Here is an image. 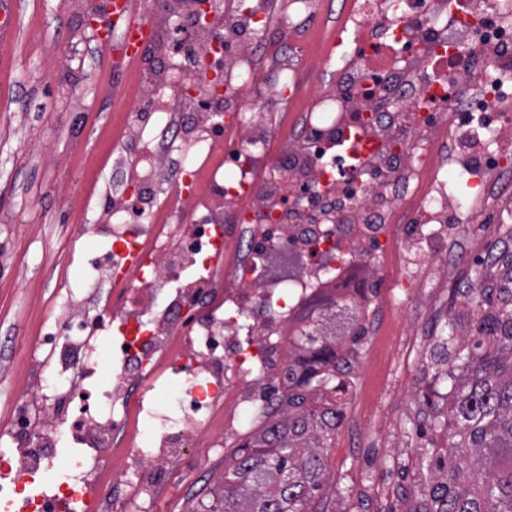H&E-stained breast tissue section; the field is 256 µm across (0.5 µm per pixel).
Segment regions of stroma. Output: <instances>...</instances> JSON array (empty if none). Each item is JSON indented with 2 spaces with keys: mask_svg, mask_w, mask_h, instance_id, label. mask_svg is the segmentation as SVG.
I'll return each mask as SVG.
<instances>
[{
  "mask_svg": "<svg viewBox=\"0 0 512 512\" xmlns=\"http://www.w3.org/2000/svg\"><path fill=\"white\" fill-rule=\"evenodd\" d=\"M96 0H15L19 28L0 42V430L19 399L46 407L24 382L33 336L61 307L65 282L79 268L106 198L120 195L133 155L116 137L138 91V70L112 66L109 44L82 27ZM512 261L475 266L462 252L442 292L417 301L388 270L383 292L395 313L357 343L345 414L326 450L327 479L314 505L320 512H405L427 476L421 449L446 448L432 416L448 410L437 380L435 347L450 317L467 329L469 284L499 288ZM423 350L392 355L404 329ZM360 438L364 447H349ZM243 437L229 432L223 452L186 449L173 462L182 487L161 488L149 512H202L219 502L224 470Z\"/></svg>",
  "mask_w": 512,
  "mask_h": 512,
  "instance_id": "stroma-1",
  "label": "stroma"
}]
</instances>
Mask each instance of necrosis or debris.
I'll return each mask as SVG.
<instances>
[{"label": "necrosis or debris", "instance_id": "1", "mask_svg": "<svg viewBox=\"0 0 512 512\" xmlns=\"http://www.w3.org/2000/svg\"><path fill=\"white\" fill-rule=\"evenodd\" d=\"M214 32L188 35L195 60L221 54L218 73L195 66L182 96L139 80L148 117L124 131L137 149L125 185L142 190L137 217L109 199L100 247L39 343L37 384L86 446L81 482L96 512H112L116 482L149 494L165 463L205 436L224 445L241 415L266 419L262 389L275 379L311 300L334 292L343 269H374L369 300L385 314L376 274L403 273L424 295L446 284L448 244L475 224L512 214V0H211ZM288 38H271L276 15ZM224 88V123L201 109ZM268 94L278 126L246 93ZM191 163L168 169L164 155ZM171 186L160 194L161 183ZM136 242L139 265L121 248ZM297 262L267 270L272 251ZM110 283L96 317L83 292ZM113 330L109 385L89 391L97 341ZM185 380L186 405L161 413L149 393L165 373ZM156 435L133 443L140 422ZM31 411L9 420L0 450V512H81L71 488L52 498L30 486L44 465Z\"/></svg>", "mask_w": 512, "mask_h": 512}]
</instances>
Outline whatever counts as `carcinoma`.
Segmentation results:
<instances>
[{"instance_id": "cac0c4a2", "label": "carcinoma", "mask_w": 512, "mask_h": 512, "mask_svg": "<svg viewBox=\"0 0 512 512\" xmlns=\"http://www.w3.org/2000/svg\"><path fill=\"white\" fill-rule=\"evenodd\" d=\"M484 314L471 340L448 322L442 343L448 368L438 377L448 413L433 428L448 431V459L422 453L435 468L415 512H512V289ZM319 324L300 330L284 368L285 407L277 422L248 436L224 472V512H310L326 479L327 447L341 411L324 394L339 393L356 333L328 339Z\"/></svg>"}]
</instances>
